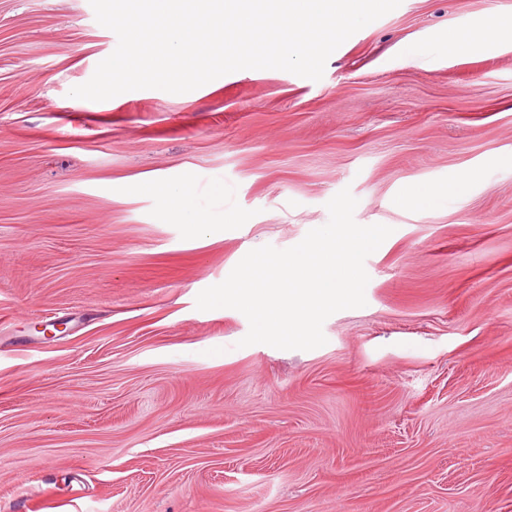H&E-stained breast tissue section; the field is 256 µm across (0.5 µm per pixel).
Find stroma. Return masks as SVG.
<instances>
[{
	"mask_svg": "<svg viewBox=\"0 0 512 512\" xmlns=\"http://www.w3.org/2000/svg\"><path fill=\"white\" fill-rule=\"evenodd\" d=\"M510 16L402 0L317 81L90 101L89 0H0V512H512V40H443ZM346 188L392 232L324 346L196 308ZM164 191L168 194L172 199L179 202L180 207L178 212L182 220H184L185 224H204L205 219L199 215H197L185 202V191L181 186H173V185H165Z\"/></svg>",
	"mask_w": 512,
	"mask_h": 512,
	"instance_id": "35a3bbf8",
	"label": "stroma"
}]
</instances>
